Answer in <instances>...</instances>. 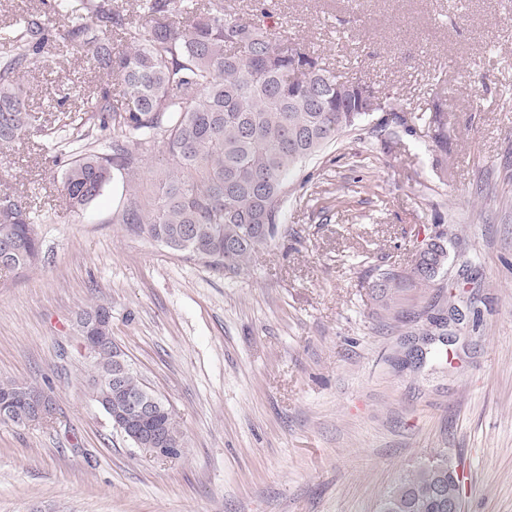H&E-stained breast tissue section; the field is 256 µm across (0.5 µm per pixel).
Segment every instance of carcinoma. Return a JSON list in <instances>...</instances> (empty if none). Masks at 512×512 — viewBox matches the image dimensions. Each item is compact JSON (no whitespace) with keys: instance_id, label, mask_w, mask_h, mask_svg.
<instances>
[{"instance_id":"carcinoma-1","label":"carcinoma","mask_w":512,"mask_h":512,"mask_svg":"<svg viewBox=\"0 0 512 512\" xmlns=\"http://www.w3.org/2000/svg\"><path fill=\"white\" fill-rule=\"evenodd\" d=\"M50 12L80 20L67 31L112 77V87L94 96L85 112L98 129H112V141L98 147L89 130L74 135L67 126L46 134L66 157L62 185L70 208L79 212L97 199L114 171L135 179L143 162L156 155L160 174L145 200L133 193L130 205L112 216L131 224L146 239L187 259L237 273L279 233L290 172L341 136L355 130L369 112L353 111L348 82L336 78L318 56L285 40L279 28L224 13V0H141L148 25L131 28L112 0H53ZM193 15L181 28L172 17ZM46 20L31 16L0 37V144L31 134L22 73L46 40ZM121 30L127 46L116 51L108 34ZM378 125L408 126L398 108L384 100ZM44 222L20 196H0V246L13 248L10 269L26 268L39 252L36 225ZM252 224L266 225L248 234ZM442 244L418 254L411 279L435 283L445 264ZM90 393L126 411L115 394L118 366L112 346L92 359ZM0 398L14 400L13 424L22 425L28 400L52 397L43 388L0 380ZM161 411L132 426L162 431L167 447L179 455L184 437L167 400L156 395ZM454 463L437 451L381 499L379 512H447L438 488L448 485Z\"/></svg>"}]
</instances>
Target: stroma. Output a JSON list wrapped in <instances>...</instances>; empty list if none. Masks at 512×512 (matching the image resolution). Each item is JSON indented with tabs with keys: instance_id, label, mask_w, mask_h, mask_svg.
I'll return each instance as SVG.
<instances>
[{
	"instance_id": "1",
	"label": "stroma",
	"mask_w": 512,
	"mask_h": 512,
	"mask_svg": "<svg viewBox=\"0 0 512 512\" xmlns=\"http://www.w3.org/2000/svg\"><path fill=\"white\" fill-rule=\"evenodd\" d=\"M337 74L390 97L288 178L281 230L237 274L116 224L115 174L80 212L39 134L0 148V195L45 215L39 256L0 271V380L51 386V422L0 424V512H377L439 449L463 512H512V0H224ZM70 18L22 75L53 128L112 79ZM442 110L447 149L418 115ZM441 242L444 277L381 296ZM112 307V337L184 434L157 459L113 431L72 323Z\"/></svg>"
}]
</instances>
